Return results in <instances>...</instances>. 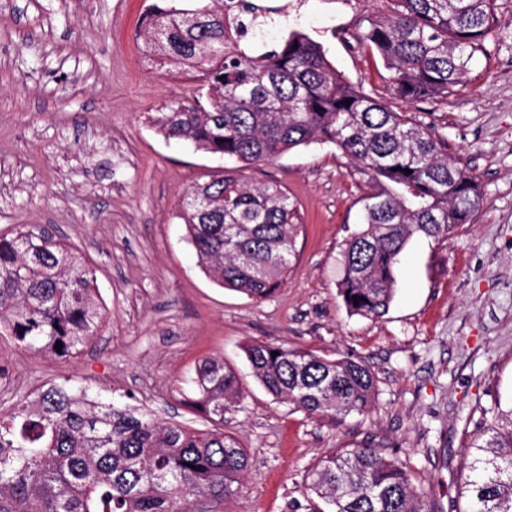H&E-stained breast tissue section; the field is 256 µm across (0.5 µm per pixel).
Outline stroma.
<instances>
[{
	"label": "stroma",
	"mask_w": 512,
	"mask_h": 512,
	"mask_svg": "<svg viewBox=\"0 0 512 512\" xmlns=\"http://www.w3.org/2000/svg\"><path fill=\"white\" fill-rule=\"evenodd\" d=\"M261 3L276 11L267 48L301 31L357 89L447 138L480 190L470 223L409 241L386 315L349 314L343 250L368 178L348 157L314 143L245 165L164 138L150 115L195 83L150 60L144 0H0V235L26 225L67 242L93 270L106 313L66 361L0 335V413L68 379L203 429L187 403L191 379L202 359L220 358L243 392L223 428L249 466L238 491L204 499L203 512H315L311 470L327 450L359 444L401 463L434 512H466L467 444L485 412L512 409V0H496L467 83L408 106L358 42L381 0ZM227 172L281 182L301 217L288 282L261 301L207 276L176 217L187 190ZM252 342L357 358L375 378L371 408L333 418L275 399L246 361Z\"/></svg>",
	"instance_id": "35a3bbf8"
}]
</instances>
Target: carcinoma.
<instances>
[{
  "mask_svg": "<svg viewBox=\"0 0 512 512\" xmlns=\"http://www.w3.org/2000/svg\"><path fill=\"white\" fill-rule=\"evenodd\" d=\"M495 2L387 0L388 13L360 43L390 72L396 98L432 99L468 80L486 52ZM261 11L253 0L148 5L141 27L152 55L198 81L192 98L165 103L152 124L167 139L245 164L312 142L357 163L372 186L346 242L339 293L350 314L382 317L410 238L446 237L468 223L477 184L448 156L444 137L357 90L305 34L292 30L257 51L247 19ZM178 218L199 266L222 287L258 301L287 283L299 216L278 182L212 178L184 194ZM103 319L94 273L67 244L34 228L0 236L1 330L70 359ZM245 355L272 396L304 412L336 417L371 406L375 379L358 360L258 342ZM192 382L190 406L212 421H224V407L241 396L236 373L219 359L202 360ZM469 448L468 512H512V409L497 412ZM248 465L222 429L158 422L65 382L42 385L0 417V512H191L201 494L233 495ZM309 490L330 512H432L404 468L367 444L327 452Z\"/></svg>",
  "mask_w": 512,
  "mask_h": 512,
  "instance_id": "1",
  "label": "carcinoma"
}]
</instances>
